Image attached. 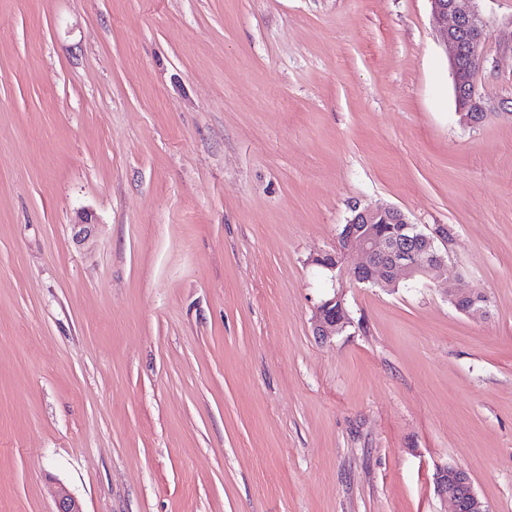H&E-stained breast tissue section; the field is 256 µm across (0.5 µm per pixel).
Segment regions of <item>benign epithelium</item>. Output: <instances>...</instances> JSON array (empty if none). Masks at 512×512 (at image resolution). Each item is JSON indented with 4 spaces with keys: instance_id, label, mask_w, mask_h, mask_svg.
<instances>
[{
    "instance_id": "7a95c632",
    "label": "benign epithelium",
    "mask_w": 512,
    "mask_h": 512,
    "mask_svg": "<svg viewBox=\"0 0 512 512\" xmlns=\"http://www.w3.org/2000/svg\"><path fill=\"white\" fill-rule=\"evenodd\" d=\"M475 0H430L431 16L444 43L450 48L454 95L460 121L476 126L486 117L484 97L478 92L475 76L484 58L480 45L485 39V23L473 7ZM352 218L343 225L336 240L334 255H323L313 263L359 284H372L387 290L398 288L404 279L423 283L448 260V227L436 224L420 231L400 210L393 207L352 206ZM383 219L397 225V232L384 237L372 224ZM455 308L474 315L487 303L483 292L459 282L450 295ZM350 323L343 294L337 292L318 307L314 320L316 335L329 339ZM435 491L449 502L452 512H490L474 489L470 473L447 463L434 477ZM54 512H84L80 501L64 490L55 494Z\"/></svg>"
}]
</instances>
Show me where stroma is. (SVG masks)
Wrapping results in <instances>:
<instances>
[{"instance_id":"stroma-1","label":"stroma","mask_w":512,"mask_h":512,"mask_svg":"<svg viewBox=\"0 0 512 512\" xmlns=\"http://www.w3.org/2000/svg\"><path fill=\"white\" fill-rule=\"evenodd\" d=\"M475 6L466 127L428 0H0V512H450L448 462L512 512V0ZM355 203L448 260L324 341ZM450 298L457 310L468 315L482 312L487 303L483 292L464 282H459L453 287Z\"/></svg>"}]
</instances>
